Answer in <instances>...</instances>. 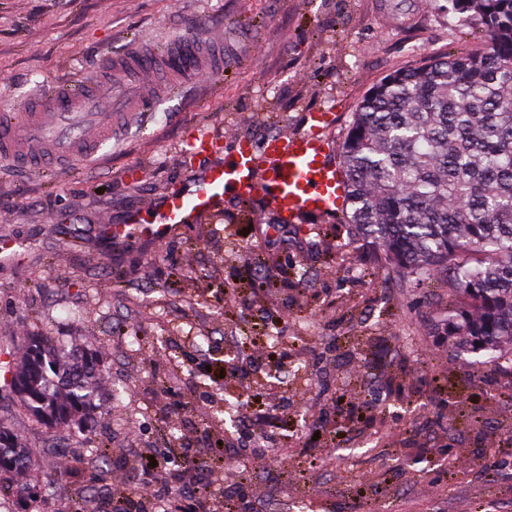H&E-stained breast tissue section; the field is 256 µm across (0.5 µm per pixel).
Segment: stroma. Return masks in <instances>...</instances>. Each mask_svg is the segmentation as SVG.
<instances>
[{
	"label": "stroma",
	"instance_id": "35a3bbf8",
	"mask_svg": "<svg viewBox=\"0 0 512 512\" xmlns=\"http://www.w3.org/2000/svg\"><path fill=\"white\" fill-rule=\"evenodd\" d=\"M447 0H0V107L90 71L141 40L223 35L224 79L160 99L107 157L67 172L0 166V233L22 253L0 260V353L38 334L85 339L104 361L95 431L45 429L0 381V421L36 442L50 512H112L209 485L171 486L134 466L157 448L182 455L224 440L223 471L246 473L253 512H512V377L451 355L436 320L440 283L401 288L373 246L345 226L303 224L285 252L265 243L273 215L231 206L161 242L105 249L99 219L178 187L195 130L259 140L294 132L312 109L334 139L369 89L444 55L464 30ZM147 175L128 182L124 170ZM264 256L256 267L255 256ZM296 355L277 369L280 344ZM237 359L278 424L236 405Z\"/></svg>",
	"mask_w": 512,
	"mask_h": 512
}]
</instances>
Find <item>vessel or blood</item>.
I'll use <instances>...</instances> for the list:
<instances>
[{
  "label": "vessel or blood",
  "instance_id": "vessel-or-blood-1",
  "mask_svg": "<svg viewBox=\"0 0 512 512\" xmlns=\"http://www.w3.org/2000/svg\"><path fill=\"white\" fill-rule=\"evenodd\" d=\"M224 75V43L213 37H179L162 47L139 41L105 54L98 72L28 98L20 111L0 114V161L20 171L66 170L105 156L115 140L151 112L158 95L195 87ZM329 112L306 113L301 130L275 133L261 142L234 139L229 158L224 137L193 133V163L184 184L162 192L156 203L127 207L104 221L110 243L161 241L179 230L251 203L294 223L304 217L332 221L346 205L347 186L330 135Z\"/></svg>",
  "mask_w": 512,
  "mask_h": 512
}]
</instances>
